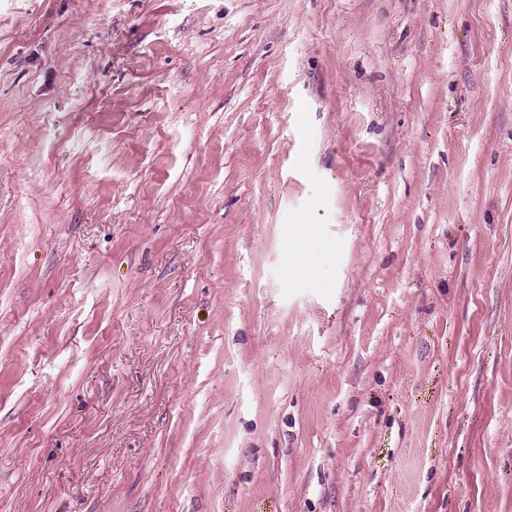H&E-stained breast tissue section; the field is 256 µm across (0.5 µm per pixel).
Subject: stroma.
Masks as SVG:
<instances>
[{
    "mask_svg": "<svg viewBox=\"0 0 512 512\" xmlns=\"http://www.w3.org/2000/svg\"><path fill=\"white\" fill-rule=\"evenodd\" d=\"M0 512H512V0H0Z\"/></svg>",
    "mask_w": 512,
    "mask_h": 512,
    "instance_id": "1",
    "label": "stroma"
}]
</instances>
